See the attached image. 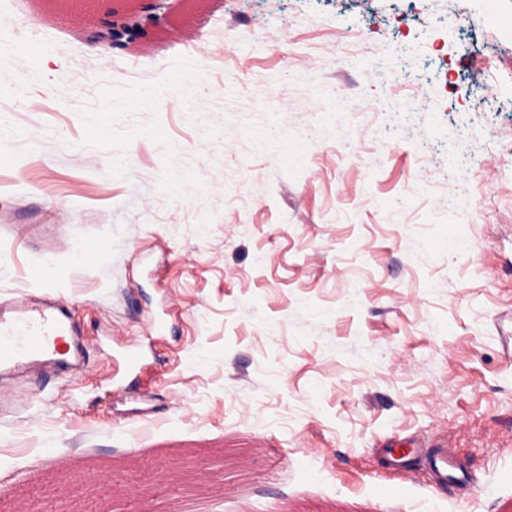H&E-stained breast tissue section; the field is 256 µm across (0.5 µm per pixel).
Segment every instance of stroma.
<instances>
[{
  "mask_svg": "<svg viewBox=\"0 0 512 512\" xmlns=\"http://www.w3.org/2000/svg\"><path fill=\"white\" fill-rule=\"evenodd\" d=\"M167 5L103 49L0 0V299L70 308L93 365L0 376V497L512 512V0ZM122 360L126 365L125 373L119 377H117L118 373H116L112 377V384H115L118 388H127L137 377V371L140 369L141 356L137 350L127 349L122 354ZM126 382L127 384H125ZM427 467L442 481L448 480V471L455 472L457 465L453 456L444 449H439L425 458Z\"/></svg>",
  "mask_w": 512,
  "mask_h": 512,
  "instance_id": "35a3bbf8",
  "label": "stroma"
}]
</instances>
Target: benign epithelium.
Segmentation results:
<instances>
[{
	"instance_id": "obj_1",
	"label": "benign epithelium",
	"mask_w": 512,
	"mask_h": 512,
	"mask_svg": "<svg viewBox=\"0 0 512 512\" xmlns=\"http://www.w3.org/2000/svg\"><path fill=\"white\" fill-rule=\"evenodd\" d=\"M103 0H66L65 8L75 12L91 28L90 38L103 46H129L142 42L145 26L139 21L138 4L133 0H116L126 4L120 9L112 8L111 19L101 26L96 25L97 6Z\"/></svg>"
}]
</instances>
